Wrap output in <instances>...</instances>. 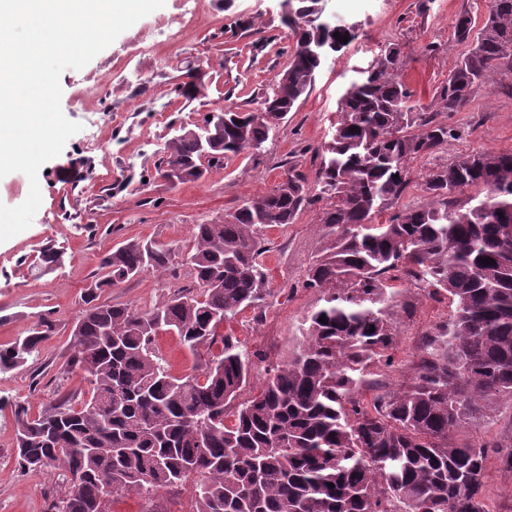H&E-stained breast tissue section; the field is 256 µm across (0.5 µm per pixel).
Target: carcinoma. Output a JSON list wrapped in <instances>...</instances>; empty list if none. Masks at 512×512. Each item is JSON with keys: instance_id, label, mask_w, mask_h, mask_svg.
I'll return each mask as SVG.
<instances>
[{"instance_id": "carcinoma-1", "label": "carcinoma", "mask_w": 512, "mask_h": 512, "mask_svg": "<svg viewBox=\"0 0 512 512\" xmlns=\"http://www.w3.org/2000/svg\"><path fill=\"white\" fill-rule=\"evenodd\" d=\"M320 2L281 0L294 46L271 92L255 108L224 106L206 153L193 134L168 137L158 176L199 180L276 137L315 86L323 67L316 43L331 40L328 50L337 52L344 43L334 33L355 37L345 26L322 29ZM453 36L469 49L428 106L408 105L396 44L343 95L336 137L315 170L327 199L316 225L326 245L303 281L323 292V304L305 315L288 363L270 368L250 398L239 400L250 354L218 329L265 299L263 233L295 223L313 205L305 173L290 167L288 180L224 220L195 225L190 284L148 309L98 298L144 271L170 270L173 249L133 239L101 258L106 274L85 289L67 360L89 380L90 398L79 410L63 398L34 419L16 413L24 468L81 467L78 495L64 494L70 512H107L118 493L150 496L173 486L174 471L180 483L194 478L192 512H488L487 447L461 443L457 433L491 417L497 402H512V151L471 152L427 171L428 204L378 221L406 190L410 165L460 136L436 121L437 111H462L492 74L512 78V0H492L479 27L460 13ZM175 90L194 100L205 85L188 72ZM402 278L447 293L454 308L421 338L415 375L375 388L365 403V369L392 366L393 310L403 297L393 282ZM161 330L195 355L218 340L223 348L202 374L178 378L154 349ZM51 333L39 317L27 336L0 349V372L24 366Z\"/></svg>"}]
</instances>
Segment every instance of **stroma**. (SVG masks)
Masks as SVG:
<instances>
[{"label":"stroma","instance_id":"35a3bbf8","mask_svg":"<svg viewBox=\"0 0 512 512\" xmlns=\"http://www.w3.org/2000/svg\"><path fill=\"white\" fill-rule=\"evenodd\" d=\"M186 0H165L163 7L121 33L84 68L60 76L61 108L80 123L81 132L68 139L61 153L38 171L42 203L32 224L0 243V347L24 336L38 316L53 323V332L38 354L21 368L0 373V512H50L68 483L61 471H31L20 466L15 450L16 415L25 407L38 417L58 395H74L76 403L90 397L82 373L68 371L71 338L84 303L85 288L101 270L106 253L131 239L152 240L187 252L193 228L222 220L225 213L273 188L289 165L314 177L317 148L334 133L341 96L388 45L401 49L400 78L417 105L429 104L465 45L455 42L453 22L461 11L482 19L483 0H324L325 15L339 24H357L356 38L333 53L315 86L290 112L273 142L254 156H240L212 169L197 182L169 185L154 175L153 163L171 124L199 122L214 103L230 98L251 108L269 91L293 48L280 23V0H201L193 24L181 26L178 16ZM170 26L153 51H138L135 35L159 21ZM194 67L206 85V96L193 101L173 94L185 67ZM90 97L77 103L76 93ZM119 123H103L105 113ZM437 121L460 128V139L433 160L413 164L412 182L400 203L421 207L429 198L421 176L433 165L451 162L475 151L512 149V96L500 88L498 75L460 112L438 113ZM100 145L90 146L88 132ZM319 205L300 214L294 224L267 231L268 244L260 261L267 274L269 295L262 309L245 310L220 334L236 336L252 355V377L245 390L253 395L270 367L283 364L301 338L302 321L320 298L303 288L310 263L323 243L315 232ZM52 244L63 253L55 269L44 268L40 250ZM186 267L175 265L163 274L147 271L101 294L109 304L152 307L163 295L189 284ZM412 306L397 311L399 344L393 365L381 371L382 383L396 386L409 380L417 367V346L425 331L446 321L451 310L447 293L408 290ZM155 345L171 375L199 372L200 360L183 347L178 336L158 333ZM463 442L512 445V405L502 404L487 421L463 429ZM191 484L158 490L154 498L135 493L111 497L108 512H191ZM485 501L492 512H512V472L500 468L489 454Z\"/></svg>","mask_w":512,"mask_h":512}]
</instances>
